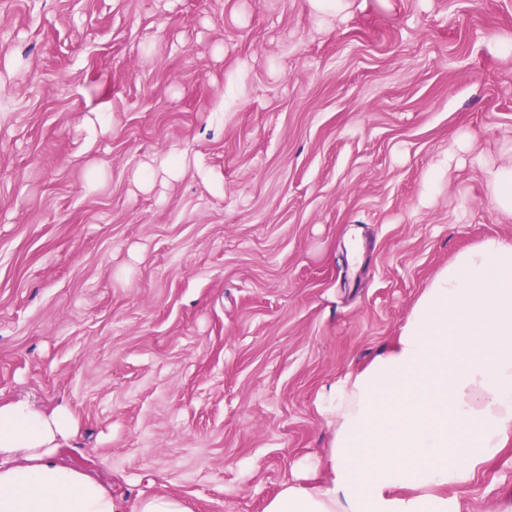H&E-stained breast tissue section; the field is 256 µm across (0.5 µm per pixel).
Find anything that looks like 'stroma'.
<instances>
[{"instance_id": "stroma-1", "label": "stroma", "mask_w": 512, "mask_h": 512, "mask_svg": "<svg viewBox=\"0 0 512 512\" xmlns=\"http://www.w3.org/2000/svg\"><path fill=\"white\" fill-rule=\"evenodd\" d=\"M509 42L512 0H0V400L129 502L324 482V387L512 239ZM164 154L202 170L137 186ZM453 494L512 505V446ZM489 191L495 208L512 215V161L502 163L492 171Z\"/></svg>"}]
</instances>
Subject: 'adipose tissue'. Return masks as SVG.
Instances as JSON below:
<instances>
[{
    "instance_id": "ef3b65f1",
    "label": "adipose tissue",
    "mask_w": 512,
    "mask_h": 512,
    "mask_svg": "<svg viewBox=\"0 0 512 512\" xmlns=\"http://www.w3.org/2000/svg\"><path fill=\"white\" fill-rule=\"evenodd\" d=\"M331 430L319 485L284 482L263 512H460L448 487L512 444V241L457 253L392 343L323 396ZM66 406L0 401V512H190L166 493L126 506L61 457Z\"/></svg>"
}]
</instances>
